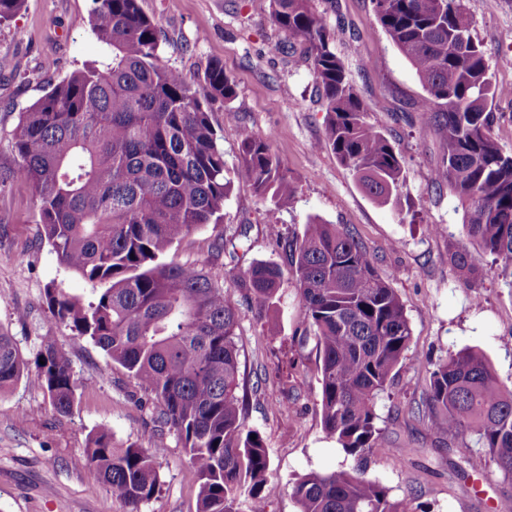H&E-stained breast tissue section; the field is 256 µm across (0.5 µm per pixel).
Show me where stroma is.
Listing matches in <instances>:
<instances>
[{
  "instance_id": "obj_1",
  "label": "stroma",
  "mask_w": 512,
  "mask_h": 512,
  "mask_svg": "<svg viewBox=\"0 0 512 512\" xmlns=\"http://www.w3.org/2000/svg\"><path fill=\"white\" fill-rule=\"evenodd\" d=\"M166 41L161 55L192 79L218 59L237 84L227 123L223 101L210 105L224 146L231 194L224 220L206 225L175 244L166 262L199 264L217 235L248 226L243 264L283 263L274 230L299 233L311 218L345 224L387 273L412 329L407 358L376 402L381 433L367 457L370 479L409 512H493L512 494L492 462L483 473L466 464L474 439L459 440L432 427L423 399L429 374L422 358L437 361L466 347L481 350L499 380L512 387V266L481 258V273L463 279L452 251L469 248L462 210L449 190L437 189L433 171L444 153L439 134L425 126L414 104L424 91L409 62L377 21L371 0H314L330 24L345 34L336 52L369 118L391 139L404 160L399 201L375 203L334 153L318 148L326 114L308 66L285 56L286 36L268 20L263 0H140ZM475 36L482 42L494 83L512 87V0H466ZM92 0H25L0 25V169L13 167L11 137L20 112L51 83L101 60L93 37ZM271 135L273 147L298 183L285 207L261 200L237 168L243 131ZM89 297V285L64 271L41 235L30 187L0 182V331L25 358L52 337L70 359L78 381L70 415L53 410L35 372L0 393V512H125L92 473L84 452L89 436L108 429L116 445L147 444L152 406L142 404L134 380L92 342L58 326L47 309V284ZM279 332L264 335L243 316L236 343L246 424L264 439L271 472L263 488L267 512H298L290 486L303 474L355 464L323 429L319 360L298 284L284 275L276 295ZM156 449L160 486L140 512H197L198 477L178 436L164 431Z\"/></svg>"
}]
</instances>
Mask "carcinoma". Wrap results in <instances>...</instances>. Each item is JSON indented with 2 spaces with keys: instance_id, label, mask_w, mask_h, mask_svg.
I'll use <instances>...</instances> for the list:
<instances>
[{
  "instance_id": "cac0c4a2",
  "label": "carcinoma",
  "mask_w": 512,
  "mask_h": 512,
  "mask_svg": "<svg viewBox=\"0 0 512 512\" xmlns=\"http://www.w3.org/2000/svg\"><path fill=\"white\" fill-rule=\"evenodd\" d=\"M24 2L0 0V24ZM266 2L271 24L288 35L281 50H299L321 96L326 128L319 148L332 151L376 203H390L403 188V158L368 120V104L336 54L343 27L329 25L313 0ZM371 2L425 91L416 103L420 119L443 139L433 182L457 198L465 233L482 255L512 264V154L491 137L489 109L508 89L489 76L465 0ZM90 26L106 60L51 84L21 113L12 134L17 163L0 178L31 186L59 264L94 288L104 286L86 303L52 282L44 299L56 324L128 371L152 401L155 420L178 435L198 476L199 512H238L244 492L250 512H265L260 491L270 459L261 435L246 425L235 336L246 311L268 335L277 334L267 312L283 271L265 261L238 269L233 281L243 311L224 289L219 263L224 256L238 260L243 231L218 234L205 265L160 261L198 228L223 223L231 182L210 103H231L235 80L218 59L207 62L197 82L166 63L162 31L139 0H93ZM237 167L261 199L285 207L295 198L297 182L270 136L245 132ZM281 248L319 350L323 428L357 458L351 469L300 476L291 494L300 512H407L363 469L380 431L376 400L412 337L403 303L344 224L313 218ZM450 261L467 278L479 272L466 251L452 252ZM31 368L53 409L71 414L77 381L55 342L42 343L29 360L0 332V392ZM428 372L431 426L462 440L476 437L479 450L467 465L490 458L512 478V390L485 355L450 352L428 363ZM85 454L128 512H138L158 489L150 448H119L100 429Z\"/></svg>"
}]
</instances>
